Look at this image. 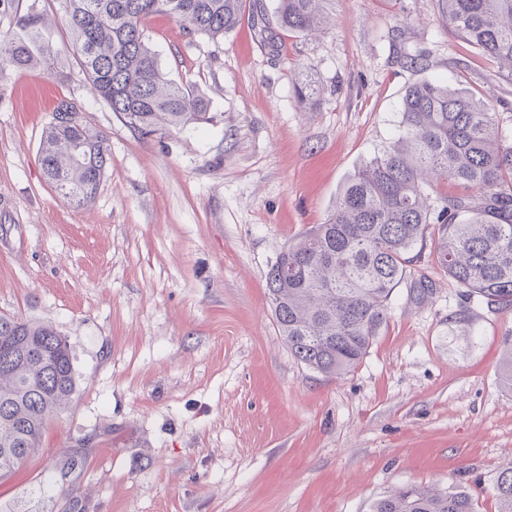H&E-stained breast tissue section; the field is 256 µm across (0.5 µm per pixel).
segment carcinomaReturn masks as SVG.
Returning a JSON list of instances; mask_svg holds the SVG:
<instances>
[{
	"mask_svg": "<svg viewBox=\"0 0 512 512\" xmlns=\"http://www.w3.org/2000/svg\"><path fill=\"white\" fill-rule=\"evenodd\" d=\"M0 0V75L49 69L58 61L32 0ZM444 24L469 46L512 71V0H438ZM334 0H273L277 28L308 38L329 29ZM243 0H60L74 55L95 96L135 134L162 139L212 120L204 99L167 79L147 36L157 14L190 35L224 37ZM312 106L321 88L310 75L294 85ZM393 141L349 176L325 221L284 247L267 272L279 336L305 367L341 376L363 360L387 320L388 302L431 241L439 266L467 295L512 309V134L493 105L448 81L410 85ZM110 156L104 134L82 107L63 99L41 139L40 161L55 191L76 206L91 202ZM438 181L461 192L437 199ZM76 370L66 340L45 323L0 313V478L38 449L47 422L68 406ZM72 458L47 468L42 496L59 489ZM494 496L512 512V463ZM372 512H475L473 498L434 486H404Z\"/></svg>",
	"mask_w": 512,
	"mask_h": 512,
	"instance_id": "cac0c4a2",
	"label": "carcinoma"
}]
</instances>
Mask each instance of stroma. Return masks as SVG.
I'll use <instances>...</instances> for the list:
<instances>
[{
	"instance_id": "1",
	"label": "stroma",
	"mask_w": 512,
	"mask_h": 512,
	"mask_svg": "<svg viewBox=\"0 0 512 512\" xmlns=\"http://www.w3.org/2000/svg\"><path fill=\"white\" fill-rule=\"evenodd\" d=\"M66 65L0 78V312L52 324L77 388L41 447L0 478L33 512H371L434 485L497 512L512 462V311L467 297L424 247L388 320L342 376L300 364L271 315L266 273L323 223L340 188L392 140L406 88L448 80L512 129V73L448 31L438 0H335L336 27L264 47L250 17L218 40L165 15L147 34L165 76L211 122L130 131L89 90L59 0H39ZM424 52L427 70L406 68ZM309 73L320 101L293 84ZM62 99L110 144L95 199L59 196L38 161ZM427 276L428 296L412 280ZM79 460L41 500L43 469ZM294 93L301 103L312 106L319 100L321 88L310 75L302 74L294 85ZM494 496L497 501V512H512V463L502 467L496 485Z\"/></svg>"
}]
</instances>
